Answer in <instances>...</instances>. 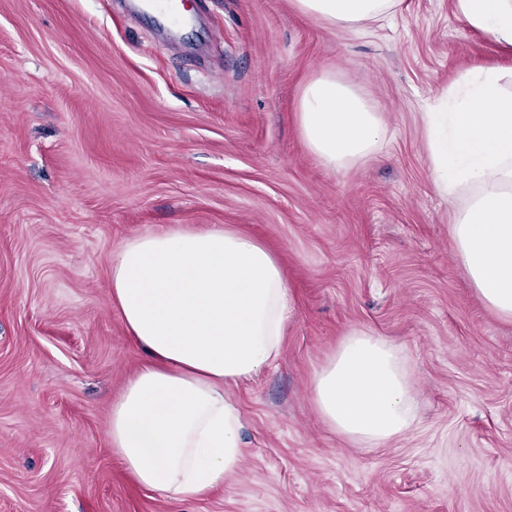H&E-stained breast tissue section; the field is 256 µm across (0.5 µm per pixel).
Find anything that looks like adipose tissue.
Returning <instances> with one entry per match:
<instances>
[{"instance_id": "1", "label": "adipose tissue", "mask_w": 512, "mask_h": 512, "mask_svg": "<svg viewBox=\"0 0 512 512\" xmlns=\"http://www.w3.org/2000/svg\"><path fill=\"white\" fill-rule=\"evenodd\" d=\"M402 0H292L302 15L339 31L396 13ZM472 29L512 50V0H455ZM504 74L474 67L424 113L440 193L467 191L451 234L477 295L512 320V92ZM300 135L332 171L377 149L376 107L336 72L321 69L296 102ZM110 294L145 354L111 404L113 452L144 489L175 502L223 487L242 461L244 421L225 395L275 363L290 312L275 255L231 228L172 227L119 243ZM310 394L322 422L363 448L412 433L413 383L401 349L351 328L315 371Z\"/></svg>"}]
</instances>
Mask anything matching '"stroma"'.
Masks as SVG:
<instances>
[{"mask_svg":"<svg viewBox=\"0 0 512 512\" xmlns=\"http://www.w3.org/2000/svg\"><path fill=\"white\" fill-rule=\"evenodd\" d=\"M0 0V512H512V321L473 289L422 114L512 54L455 0H405L357 31L292 0ZM336 71L380 112L375 156L334 172L296 121L302 80ZM230 227L279 260L281 356L228 397L244 457L172 502L108 438L144 359L109 288L113 248L172 226ZM398 345L419 424L377 448L330 432L308 395L340 338Z\"/></svg>","mask_w":512,"mask_h":512,"instance_id":"1","label":"stroma"}]
</instances>
